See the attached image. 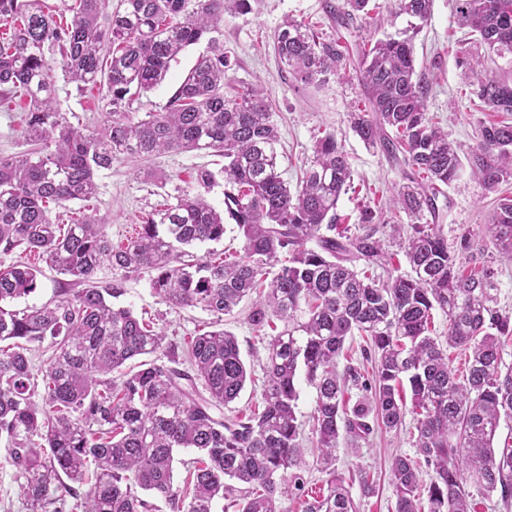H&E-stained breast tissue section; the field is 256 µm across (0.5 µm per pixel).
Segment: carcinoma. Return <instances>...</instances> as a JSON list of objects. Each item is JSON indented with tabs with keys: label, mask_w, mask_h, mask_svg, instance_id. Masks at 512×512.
I'll return each instance as SVG.
<instances>
[{
	"label": "carcinoma",
	"mask_w": 512,
	"mask_h": 512,
	"mask_svg": "<svg viewBox=\"0 0 512 512\" xmlns=\"http://www.w3.org/2000/svg\"><path fill=\"white\" fill-rule=\"evenodd\" d=\"M369 2L344 0L338 8L326 0V9L348 28L369 15ZM390 2L392 16L419 24L360 44L354 57L294 18L273 36L280 62L305 84L340 78L349 67L359 73L364 102L352 113V129L366 147L410 170L392 196L393 210L431 217L409 225L411 273L381 284L356 271L360 261L387 259L376 212L362 211L358 234L337 231L352 170L336 136L317 139L292 190L280 171L279 132L264 90L228 91L221 23L226 13H248L250 0H121L113 12L110 0H72L65 23L41 0H0V99L28 103L23 135L31 145L0 158V251L21 247L71 277L53 302L19 311L0 306V442L25 512H153L140 490L170 512H215L237 484L236 512H279V497L304 490L302 379L315 391L317 463L328 473L326 488L304 500L303 512H352L335 471L340 435L355 446L376 429L399 428L409 411L418 415L416 457L390 462L395 512H421L420 460L432 471L428 512H473L470 478L512 506V443L494 446L501 419H512V369H502L501 355L502 339L512 340V316L492 308V272L466 271L449 250L438 206L441 187L459 178L465 162L486 191L512 178V123L481 126L461 159L428 118L430 87L416 73L413 40L433 0ZM456 2L469 34L457 59L470 95L491 112H512V70L491 75L479 54L483 48L512 66V0ZM204 38L207 52L165 111L130 118L132 98L161 84L170 62ZM58 69L80 88H106L100 130L87 134L58 111ZM201 150L223 157L224 166L198 169L193 184L124 243L112 244L93 216L64 231L49 216L52 203L92 198L95 172L115 161ZM221 181L218 210L207 194ZM228 222L241 253L199 260L191 248L223 241ZM488 230L512 261V195L497 197ZM104 264L112 280L101 283ZM145 273L169 306L210 312L213 329L182 346L121 305L127 283ZM41 274L24 262L0 268V303L35 292ZM254 293L249 321L262 327L277 320L283 329L266 346L262 410L226 417L250 375L224 316ZM435 308L448 316V345L469 352L460 378L429 335ZM356 332L370 338L377 366L372 382L362 383L374 390L373 403L349 409L346 384L359 383L360 373L351 365L338 371V359ZM39 349L50 353L40 384L30 357ZM200 385L208 396L197 393ZM190 448L200 456L191 462L193 486L183 490L174 480L175 453Z\"/></svg>",
	"instance_id": "carcinoma-1"
}]
</instances>
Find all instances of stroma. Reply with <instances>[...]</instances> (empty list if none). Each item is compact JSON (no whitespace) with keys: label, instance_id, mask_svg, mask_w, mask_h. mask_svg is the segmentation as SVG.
Segmentation results:
<instances>
[{"label":"stroma","instance_id":"stroma-1","mask_svg":"<svg viewBox=\"0 0 512 512\" xmlns=\"http://www.w3.org/2000/svg\"><path fill=\"white\" fill-rule=\"evenodd\" d=\"M372 2L371 18L359 20L356 27L349 29L336 26L328 17L325 0H251L250 13L225 15L223 23L224 46L232 61L231 86L239 90L258 83L266 89L273 120L280 131L278 152L289 186H296L301 168L313 156L317 138L332 133L343 145L353 170V183L348 193L341 196L337 211L353 234L358 231V216L365 205L376 200L388 203L403 181V168L382 152L367 149L350 128L349 114L364 99L356 73L350 71L344 78H330L318 87L295 82L275 57L273 35L285 19L293 17L309 23L324 38L340 40L351 48L405 27V18L390 15L387 0ZM454 13L455 0H434L431 17L414 41V55L418 74L431 88L427 101L429 116L447 131L450 141L468 148L475 144L480 125L497 120L498 115L479 111L467 93L466 80L455 58L456 45L464 31L456 23ZM204 50V45L198 44L181 53L163 83L132 102L131 117L137 120L145 113L164 111L170 96ZM101 98L98 89L79 88L60 75L55 78L57 107L73 126L90 131L100 128L107 119ZM23 108L19 100L0 104V156H12L26 148ZM223 163L222 157L204 150L162 153L147 163L117 161L111 168L98 172L94 197L51 206L50 216L62 225L83 215L95 216L105 222L109 237L117 244L142 223L146 214L162 208L177 189L188 186L196 169L215 170ZM159 174L167 175L165 186L157 185L155 177ZM446 194L448 206L441 222L449 248H456L463 231L471 232L472 246L462 256L463 265L478 271L493 269L495 307L511 313L512 263L499 257L486 230L493 210V194L466 174L448 186ZM122 303L154 329L164 331L167 339L179 343L213 320L208 311L198 307H169L154 295L144 278L129 282ZM250 307V301H243L224 318V328L237 337L251 375L240 397L229 407L233 414L254 409L260 403L265 380L264 346L274 334L271 327H257L249 321ZM416 423V415L410 413L401 427L375 431L360 442L358 450L338 449L336 474L349 491L354 512H394L389 461L397 454L414 455ZM364 478L375 487L368 496L361 492L360 481Z\"/></svg>","mask_w":512,"mask_h":512}]
</instances>
